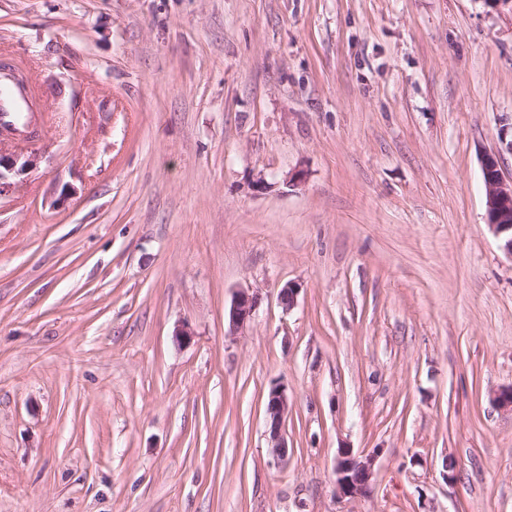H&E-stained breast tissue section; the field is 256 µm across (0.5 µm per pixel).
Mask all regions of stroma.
<instances>
[{
	"label": "stroma",
	"instance_id": "1",
	"mask_svg": "<svg viewBox=\"0 0 512 512\" xmlns=\"http://www.w3.org/2000/svg\"><path fill=\"white\" fill-rule=\"evenodd\" d=\"M0 57L39 118L0 198V512H512L481 170L512 8L0 0ZM345 447L366 497L336 493ZM256 307V298L245 291H241L235 297L228 316L229 333L235 334L242 329L251 319ZM269 398L266 403L267 415L271 421V450L274 457L281 459L286 454L285 444L281 426L285 414L288 412V397L285 388L275 383L271 385ZM374 455L356 456L352 448L338 450L335 464L336 492L341 498L364 497L371 493Z\"/></svg>",
	"mask_w": 512,
	"mask_h": 512
}]
</instances>
